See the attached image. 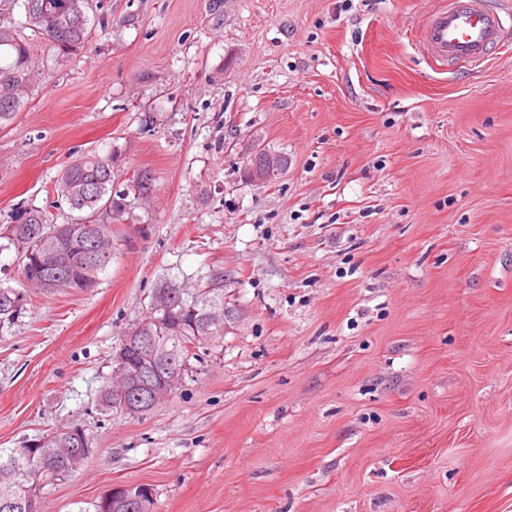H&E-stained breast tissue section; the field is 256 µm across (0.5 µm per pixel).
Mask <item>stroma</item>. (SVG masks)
<instances>
[{"label": "stroma", "mask_w": 512, "mask_h": 512, "mask_svg": "<svg viewBox=\"0 0 512 512\" xmlns=\"http://www.w3.org/2000/svg\"><path fill=\"white\" fill-rule=\"evenodd\" d=\"M440 0H93L0 125V229L78 155L115 188L95 288L28 287L0 327V448L79 426L41 485L75 512L150 485L155 512H512V34L447 69L415 47ZM285 170L254 183L258 149ZM224 276V336L137 419L99 395L164 283Z\"/></svg>", "instance_id": "obj_1"}]
</instances>
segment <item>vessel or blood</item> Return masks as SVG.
Masks as SVG:
<instances>
[{
	"label": "vessel or blood",
	"instance_id": "obj_1",
	"mask_svg": "<svg viewBox=\"0 0 512 512\" xmlns=\"http://www.w3.org/2000/svg\"><path fill=\"white\" fill-rule=\"evenodd\" d=\"M509 25L511 10L489 9L485 0H448L428 17L419 48L444 63H479L499 50Z\"/></svg>",
	"mask_w": 512,
	"mask_h": 512
}]
</instances>
